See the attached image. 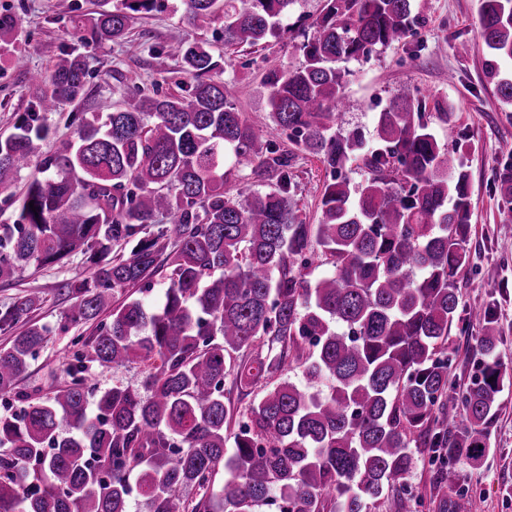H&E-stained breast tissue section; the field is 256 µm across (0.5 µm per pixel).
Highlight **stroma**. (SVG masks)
Listing matches in <instances>:
<instances>
[{
	"mask_svg": "<svg viewBox=\"0 0 512 512\" xmlns=\"http://www.w3.org/2000/svg\"><path fill=\"white\" fill-rule=\"evenodd\" d=\"M323 5L324 0H297L279 37L259 48L228 50L223 16L204 22L187 19L180 0H158L153 11L139 16L131 38L119 46L85 44L78 39V21L95 10L94 0H0V15L15 22L10 44L0 43V134L11 131L17 115L40 93L35 75L47 72L65 49L78 50L88 58L86 94L48 114L52 130L48 149L73 139L70 113L105 111L109 105L131 101L137 88L154 82L162 91H174L177 64L165 46L178 35L207 41L216 59L226 64L223 77L235 90L238 109L255 124H268L265 76L270 70L302 62L298 46ZM415 12L414 36L346 63L343 126L375 141L379 112L392 99L408 97L422 102L434 134L444 143L449 141L448 131L437 115L454 114L461 137L449 142L471 178V258L460 282L461 307L493 311L498 328L496 352L512 370V212L504 206L494 181L496 171L512 163V112L503 110L484 74L487 53L476 28L477 0H416ZM461 40L468 43L467 52H458L456 45ZM329 179V171L317 156L299 155L294 193L306 223H318ZM489 265L498 269L491 283L483 276ZM87 274L82 256L76 255L63 265L33 266L20 276L0 280V306L19 294H36L40 301L29 317L52 330L45 347L20 376V390H36L45 396L64 385L71 341L90 335L92 328L73 324L60 331L72 304L60 286ZM478 334L474 325L457 322L452 326L450 338L456 350L450 355L449 380L458 388L480 377ZM487 441L490 453L476 466L451 465L427 449H416L406 485L424 500V512H448L452 491L462 487L475 497L474 512H512V386L504 387L497 397Z\"/></svg>",
	"mask_w": 512,
	"mask_h": 512,
	"instance_id": "stroma-1",
	"label": "stroma"
}]
</instances>
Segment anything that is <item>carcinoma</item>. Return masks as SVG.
Segmentation results:
<instances>
[{
  "mask_svg": "<svg viewBox=\"0 0 512 512\" xmlns=\"http://www.w3.org/2000/svg\"><path fill=\"white\" fill-rule=\"evenodd\" d=\"M186 2L196 20L224 14L225 45L254 48L297 0ZM155 4L97 0L84 32L119 45ZM478 20L485 76L511 106L512 0H478ZM413 23L412 0H325L304 61L265 78L269 119L290 149L236 108L206 42L177 38L167 52L191 79L185 92L75 113V140L45 154L46 114L85 94V56L61 53L45 90L0 137L1 189L35 160L42 173L4 199L19 215L0 224V280L83 255L89 277L60 289L74 299L67 320L94 333L73 340L68 381L52 396L16 394L49 329L27 319L34 294L0 306V330L21 327L0 348V395L20 404L0 414V512H130L134 495L142 512H258L270 502L282 512H372L389 496L397 512H419L401 487L414 449L483 461L501 365L485 361L482 381L448 396L449 332L470 259L469 173L411 100L379 113L376 149L338 123L344 64L405 41ZM298 151L331 171L317 224L303 221L292 192ZM353 160L367 173L358 183L347 174ZM244 164L268 190L224 188ZM495 182L512 203V165ZM146 224L158 225L154 237L142 236ZM120 242L131 246L126 259L112 254ZM317 249L332 271L312 282L304 270ZM161 262V306H112ZM468 320L491 355L492 314L472 308ZM254 345L266 353L237 357ZM91 361L146 364L143 389L90 388ZM286 368L303 382L283 377ZM229 377L240 391L266 390L241 412L225 395ZM189 487L202 492L194 504L180 497ZM473 503L465 488L450 499L452 512Z\"/></svg>",
  "mask_w": 512,
  "mask_h": 512,
  "instance_id": "cac0c4a2",
  "label": "carcinoma"
}]
</instances>
